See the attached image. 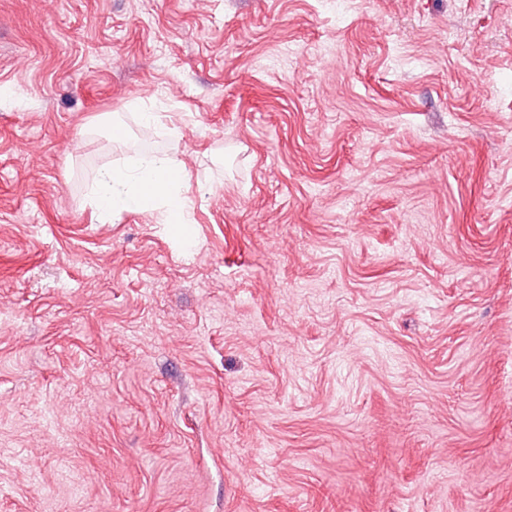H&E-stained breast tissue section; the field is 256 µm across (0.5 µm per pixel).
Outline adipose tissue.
Here are the masks:
<instances>
[{
    "instance_id": "ef3b65f1",
    "label": "adipose tissue",
    "mask_w": 512,
    "mask_h": 512,
    "mask_svg": "<svg viewBox=\"0 0 512 512\" xmlns=\"http://www.w3.org/2000/svg\"><path fill=\"white\" fill-rule=\"evenodd\" d=\"M188 175L182 160L168 153H128L102 169L89 190V204L101 222L130 211L156 224H188Z\"/></svg>"
}]
</instances>
